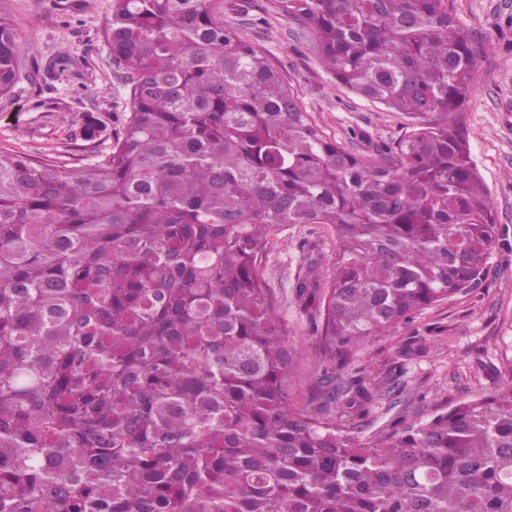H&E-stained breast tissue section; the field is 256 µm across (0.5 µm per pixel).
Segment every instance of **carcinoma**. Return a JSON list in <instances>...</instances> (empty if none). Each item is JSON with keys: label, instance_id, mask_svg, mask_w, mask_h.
<instances>
[{"label": "carcinoma", "instance_id": "cac0c4a2", "mask_svg": "<svg viewBox=\"0 0 512 512\" xmlns=\"http://www.w3.org/2000/svg\"><path fill=\"white\" fill-rule=\"evenodd\" d=\"M277 2L339 85L440 119L367 161L224 0H111L114 143L77 168L0 154V512H512V382L354 444L290 406L261 270L278 225L333 228L341 366L481 275L498 229L459 109L483 46L447 0ZM18 55L0 7V95ZM376 391L330 375L313 399Z\"/></svg>", "mask_w": 512, "mask_h": 512}]
</instances>
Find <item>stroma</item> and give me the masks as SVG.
I'll use <instances>...</instances> for the list:
<instances>
[{
    "mask_svg": "<svg viewBox=\"0 0 512 512\" xmlns=\"http://www.w3.org/2000/svg\"><path fill=\"white\" fill-rule=\"evenodd\" d=\"M458 22L485 46L472 92L460 108L471 159L490 198L499 239L483 274L468 289L369 339L341 375L379 376L384 386L364 417L345 404L349 440L361 443L397 420L412 424L448 405L489 396L507 384L512 355V0H448ZM111 0H6L17 39L19 80L0 96V153L88 163L104 140L84 141L86 115L107 130L122 126L127 89L112 64L103 26ZM224 20L263 52L297 90L302 108L329 136L366 160L418 123L337 84L322 67L311 29L276 0H224ZM336 239L324 224H285L270 237L262 274L291 353L288 399L304 406L334 367L322 356L313 299L294 288L309 266L329 268Z\"/></svg>",
    "mask_w": 512,
    "mask_h": 512,
    "instance_id": "1",
    "label": "stroma"
}]
</instances>
